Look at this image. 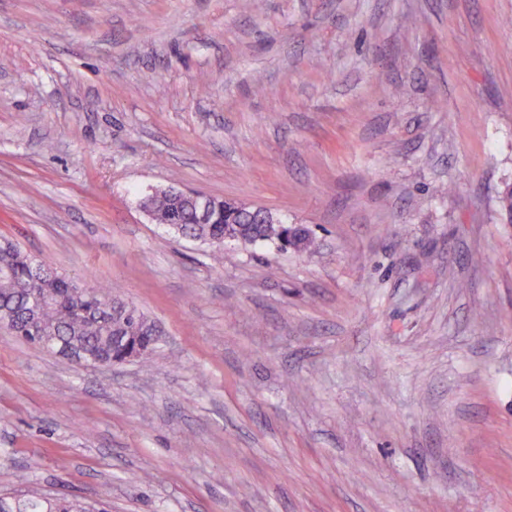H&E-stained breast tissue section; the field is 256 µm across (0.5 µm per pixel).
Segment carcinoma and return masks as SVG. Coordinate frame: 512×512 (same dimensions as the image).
Returning <instances> with one entry per match:
<instances>
[{
    "mask_svg": "<svg viewBox=\"0 0 512 512\" xmlns=\"http://www.w3.org/2000/svg\"><path fill=\"white\" fill-rule=\"evenodd\" d=\"M151 210L160 218L175 217L185 234L218 249L224 238L237 235L254 243L280 242V225L267 222L262 213L244 205L239 209L238 224L226 223L224 209L219 204L214 205L210 218L202 224L195 205L177 202L164 192L152 197ZM41 267L43 273L36 275L31 269V258L17 245L9 242L0 247V320L4 321V329L25 338L27 343H34V340L26 338L33 304L43 297L46 289L57 288L65 294V300L41 307L37 312L39 324L92 357L112 359V339L124 328L120 321L111 324L107 320L108 304L104 298L112 297V293L94 287L74 293L67 288V279L55 277L44 262ZM5 501L9 512H105L92 502L37 490L7 496Z\"/></svg>",
    "mask_w": 512,
    "mask_h": 512,
    "instance_id": "carcinoma-1",
    "label": "carcinoma"
}]
</instances>
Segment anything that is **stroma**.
Returning <instances> with one entry per match:
<instances>
[{
  "instance_id": "35a3bbf8",
  "label": "stroma",
  "mask_w": 512,
  "mask_h": 512,
  "mask_svg": "<svg viewBox=\"0 0 512 512\" xmlns=\"http://www.w3.org/2000/svg\"><path fill=\"white\" fill-rule=\"evenodd\" d=\"M242 2L0 0V240L160 331L87 367L0 329V494L512 512V0ZM168 187L318 247L214 256Z\"/></svg>"
}]
</instances>
